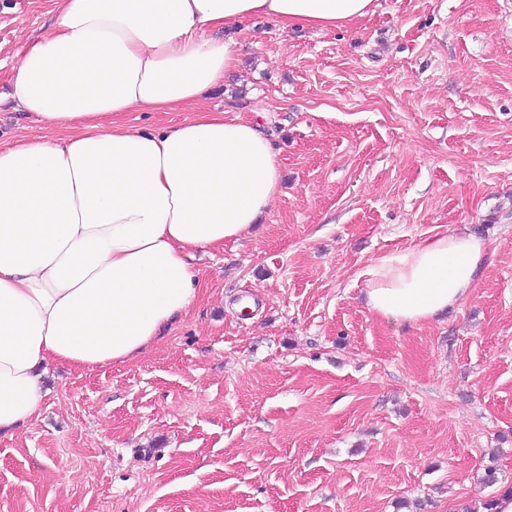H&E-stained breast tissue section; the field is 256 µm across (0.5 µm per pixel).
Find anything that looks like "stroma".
Wrapping results in <instances>:
<instances>
[{
	"label": "stroma",
	"mask_w": 512,
	"mask_h": 512,
	"mask_svg": "<svg viewBox=\"0 0 512 512\" xmlns=\"http://www.w3.org/2000/svg\"><path fill=\"white\" fill-rule=\"evenodd\" d=\"M376 2L339 29L235 31L240 67L201 109L262 122L282 192L197 253V302L139 359L49 366L0 436V512H462L512 488V0ZM10 6L0 91L55 0ZM43 134L0 105V147ZM461 228L493 252L460 309H368L358 270Z\"/></svg>",
	"instance_id": "obj_1"
}]
</instances>
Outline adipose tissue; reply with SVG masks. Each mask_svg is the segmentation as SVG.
Masks as SVG:
<instances>
[{
  "mask_svg": "<svg viewBox=\"0 0 512 512\" xmlns=\"http://www.w3.org/2000/svg\"><path fill=\"white\" fill-rule=\"evenodd\" d=\"M374 11V0H56L6 93L49 134L0 149V434L36 414L47 364L137 359L197 301L192 253L245 237L280 192L256 122L119 117L222 86L241 63L224 33L254 17L325 30ZM489 251L465 230L384 254L359 272L366 304L399 326L436 319L472 295Z\"/></svg>",
  "mask_w": 512,
  "mask_h": 512,
  "instance_id": "ef3b65f1",
  "label": "adipose tissue"
}]
</instances>
